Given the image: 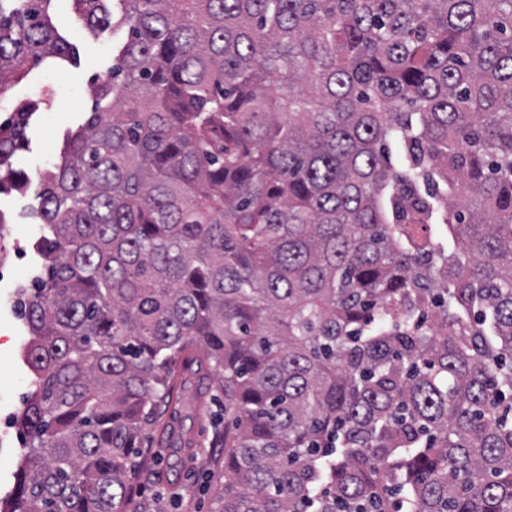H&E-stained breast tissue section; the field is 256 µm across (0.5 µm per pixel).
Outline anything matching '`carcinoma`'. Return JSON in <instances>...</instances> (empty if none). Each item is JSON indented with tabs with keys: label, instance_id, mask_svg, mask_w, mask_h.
Wrapping results in <instances>:
<instances>
[{
	"label": "carcinoma",
	"instance_id": "obj_1",
	"mask_svg": "<svg viewBox=\"0 0 512 512\" xmlns=\"http://www.w3.org/2000/svg\"><path fill=\"white\" fill-rule=\"evenodd\" d=\"M53 2L0 0V92L74 61ZM72 2L124 36L38 181L0 512H154L213 368L218 512H512V0ZM25 438L16 428L4 434L0 430V500L13 495L16 488V471L22 458Z\"/></svg>",
	"mask_w": 512,
	"mask_h": 512
}]
</instances>
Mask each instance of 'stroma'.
<instances>
[{"label":"stroma","instance_id":"35a3bbf8","mask_svg":"<svg viewBox=\"0 0 512 512\" xmlns=\"http://www.w3.org/2000/svg\"><path fill=\"white\" fill-rule=\"evenodd\" d=\"M56 24L77 48L79 62L65 70L34 69L22 82L0 95V120L24 98L49 100L47 110L37 113L31 124L29 141L11 159V169L37 179L40 170L58 161L68 129L81 124L90 107L88 86L92 78L112 64V44L119 33L108 28L90 33L73 13L69 0H57ZM7 168V169H10ZM7 169L0 167V177ZM40 205L35 188L0 194V251L12 262L11 277L0 279V418L18 414L32 389V378L20 357L26 341V326L12 307L18 289L27 287L39 263L32 243L41 233ZM173 419L195 435L196 445L175 452L146 435L161 471V482H145L143 495L154 498L156 512H215V491L224 483V395L212 385L205 403L185 400ZM25 438L17 430L0 432V500L13 495L16 471L22 458Z\"/></svg>","mask_w":512,"mask_h":512}]
</instances>
